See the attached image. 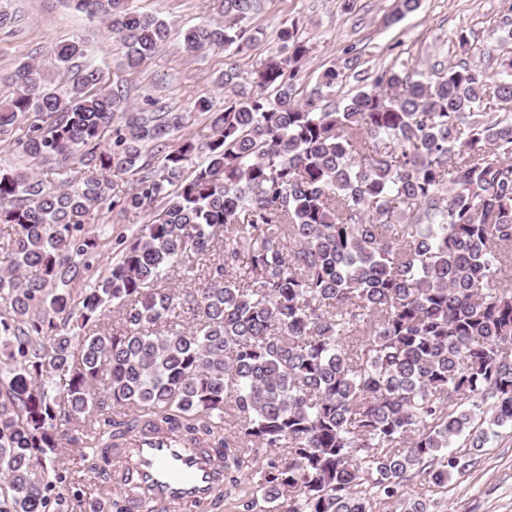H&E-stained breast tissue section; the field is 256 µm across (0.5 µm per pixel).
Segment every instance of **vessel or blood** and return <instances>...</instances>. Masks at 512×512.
Wrapping results in <instances>:
<instances>
[{"label":"vessel or blood","mask_w":512,"mask_h":512,"mask_svg":"<svg viewBox=\"0 0 512 512\" xmlns=\"http://www.w3.org/2000/svg\"><path fill=\"white\" fill-rule=\"evenodd\" d=\"M208 448H192L173 441L145 439L125 449L124 479L140 487L143 496L131 504H209L222 482Z\"/></svg>","instance_id":"b4317fda"}]
</instances>
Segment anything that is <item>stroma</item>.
Returning <instances> with one entry per match:
<instances>
[{
	"label": "stroma",
	"instance_id": "obj_1",
	"mask_svg": "<svg viewBox=\"0 0 512 512\" xmlns=\"http://www.w3.org/2000/svg\"><path fill=\"white\" fill-rule=\"evenodd\" d=\"M130 5L157 15L170 29L167 43L135 72L127 70L119 43L103 25L86 20L67 0H0L12 17L0 27V97L10 94L6 78L20 63L43 60L53 47L80 38L104 83L122 87L134 108L152 103L166 112L184 113L181 136L211 134L208 115L196 111L194 104L206 95L215 109L223 108L224 91L216 78L224 69V53L206 49L189 55L181 43L188 28L221 18L222 0H130ZM511 5L512 0H421L417 11L398 19L397 0H356L349 13L341 0H263L261 10L245 23L255 42L241 58L240 69L250 72L276 54L279 28L294 22L313 46L298 74L296 89L301 93L330 66L347 76L338 91L343 98L382 68L404 62L429 73L455 64L461 57L455 35L461 30L473 46L484 49V56L474 63L491 74L498 58L512 52V31L498 23ZM148 220V213L141 210L118 214L104 205L94 211L87 230L102 237L91 258L98 273H107L114 255V241L106 237V230L130 237ZM471 459L463 473L449 477L445 492L428 498L427 512H512V429H500Z\"/></svg>",
	"mask_w": 512,
	"mask_h": 512
}]
</instances>
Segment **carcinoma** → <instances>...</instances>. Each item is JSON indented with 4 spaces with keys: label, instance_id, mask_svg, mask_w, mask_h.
Instances as JSON below:
<instances>
[{
    "label": "carcinoma",
    "instance_id": "cac0c4a2",
    "mask_svg": "<svg viewBox=\"0 0 512 512\" xmlns=\"http://www.w3.org/2000/svg\"><path fill=\"white\" fill-rule=\"evenodd\" d=\"M71 2L131 71L168 40L128 0ZM258 6L224 0L222 20L185 32L189 55L224 51V111L171 151L184 116L134 111L80 39L8 77L0 134L33 118L28 158L133 182L113 193L90 174L58 190L0 171V224L13 228L0 251V512H48L65 482L82 501L66 461L104 470L135 435L222 448L227 474L246 443L284 449L244 473L242 512H373L416 469L443 491L466 468L455 441L479 449L512 427V56L492 75L403 63L332 103L334 67L296 96L311 47L293 23L248 91L242 22ZM106 202L150 219L115 236L95 278L85 225Z\"/></svg>",
    "mask_w": 512,
    "mask_h": 512
}]
</instances>
